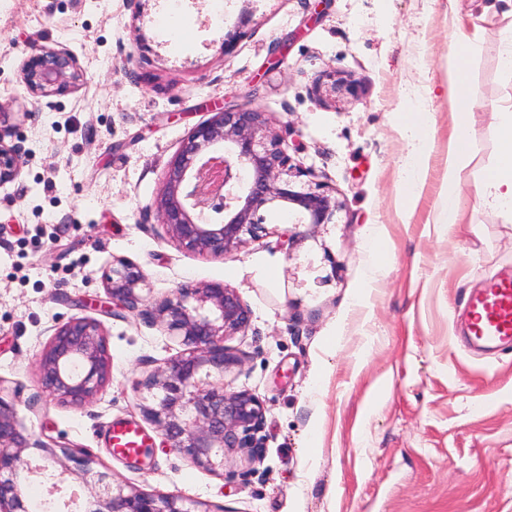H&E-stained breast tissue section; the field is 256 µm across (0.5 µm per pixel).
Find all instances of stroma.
<instances>
[{
	"mask_svg": "<svg viewBox=\"0 0 512 512\" xmlns=\"http://www.w3.org/2000/svg\"><path fill=\"white\" fill-rule=\"evenodd\" d=\"M161 3L0 0V138L26 159L0 186V381L38 398L19 419L117 483L210 512H512V349L473 355L457 330L469 296L512 270V216L467 196L465 224L432 221L454 126L449 20L477 38L478 176L499 159L492 109L512 105V18L487 0H232L226 22L251 21L228 52L210 0H184L191 23L166 35ZM34 43L71 51L84 83L29 94ZM334 71L357 95L316 93ZM248 101L340 209L334 223L302 224L276 202L266 235L220 258L186 251L150 209L166 166L212 107ZM415 112L434 126L409 211L403 127ZM377 239L390 260L370 279ZM117 256L141 268L147 301L221 281L249 306L250 325L225 341L241 359L225 380L265 404L251 477L194 466L142 417L137 383L182 347L162 326L105 313L102 274ZM82 316L104 327L112 377L91 403L63 406L41 390L38 359L55 326ZM124 423L148 437L138 459L110 448Z\"/></svg>",
	"mask_w": 512,
	"mask_h": 512,
	"instance_id": "35a3bbf8",
	"label": "stroma"
}]
</instances>
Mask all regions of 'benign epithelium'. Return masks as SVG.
<instances>
[{
    "label": "benign epithelium",
    "instance_id": "7a95c632",
    "mask_svg": "<svg viewBox=\"0 0 512 512\" xmlns=\"http://www.w3.org/2000/svg\"><path fill=\"white\" fill-rule=\"evenodd\" d=\"M244 18L224 33V53L244 35ZM22 79L34 97L63 94L83 80V72L66 49L34 45L23 64ZM318 85L336 94L357 88L329 73ZM25 157L0 139V185L14 180ZM291 164L283 141L267 130L258 107H219L184 139L167 165L156 201L159 223L178 245L193 253L221 257L236 250L243 236L265 232L260 211L275 201L301 208L300 224H328L339 204L322 184L298 190L293 178L308 176ZM210 209L224 215L218 224L203 221ZM112 315L133 314L147 323L161 324L184 347L161 370L139 383L147 394L142 416L155 424L169 447L195 466L216 472L224 457L241 455L248 468L230 471L233 480L254 472L264 447L258 434L264 425L263 401L248 390H231L224 376L241 363L224 344L248 327L251 310L236 291L222 282L181 287L171 297L148 302L137 292L144 276L125 258H114L102 274ZM111 355L102 323L92 317H72L54 328L39 358L41 389L62 405H85L111 379ZM20 388L0 384V512H30L22 493L29 475H51L49 495L71 482L94 486V508L82 507L76 493L63 501L65 512H210L204 503L175 495L159 496L112 482L107 472L93 467L92 456L66 448L56 452L33 438L17 417ZM28 448L42 451L25 459Z\"/></svg>",
    "mask_w": 512,
    "mask_h": 512
}]
</instances>
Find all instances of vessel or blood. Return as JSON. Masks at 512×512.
Masks as SVG:
<instances>
[{"label":"vessel or blood","mask_w":512,"mask_h":512,"mask_svg":"<svg viewBox=\"0 0 512 512\" xmlns=\"http://www.w3.org/2000/svg\"><path fill=\"white\" fill-rule=\"evenodd\" d=\"M466 335L476 346L492 350L512 346V274L492 279L468 302ZM111 444L115 453L136 457L147 446L145 434L131 425L113 427Z\"/></svg>","instance_id":"1"}]
</instances>
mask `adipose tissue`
<instances>
[{"instance_id":"1","label":"adipose tissue","mask_w":512,"mask_h":512,"mask_svg":"<svg viewBox=\"0 0 512 512\" xmlns=\"http://www.w3.org/2000/svg\"><path fill=\"white\" fill-rule=\"evenodd\" d=\"M460 48L448 59V68L454 86L452 106L459 116H471L473 104L466 93L467 62L476 44L468 35H460ZM496 116V135L500 161L484 170L478 180H471L470 166L473 153L469 130H461L448 140L447 194L436 213L439 224H460L464 210L459 197L465 187H473L478 203L512 214V106L499 109Z\"/></svg>"}]
</instances>
